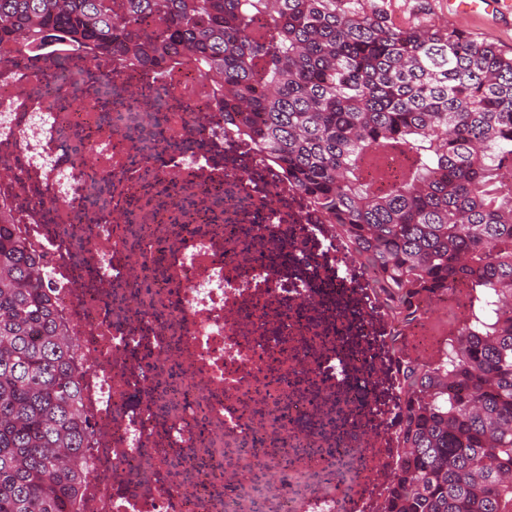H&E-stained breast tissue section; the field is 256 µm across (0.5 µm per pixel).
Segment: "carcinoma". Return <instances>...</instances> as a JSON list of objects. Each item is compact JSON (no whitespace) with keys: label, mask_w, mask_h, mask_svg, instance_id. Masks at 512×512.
Returning a JSON list of instances; mask_svg holds the SVG:
<instances>
[{"label":"carcinoma","mask_w":512,"mask_h":512,"mask_svg":"<svg viewBox=\"0 0 512 512\" xmlns=\"http://www.w3.org/2000/svg\"><path fill=\"white\" fill-rule=\"evenodd\" d=\"M389 0H0V45L187 57L224 125L338 227L407 315L480 292L433 366L410 364L387 512H512V56ZM410 159L376 193L361 163ZM41 259L0 219V512H77L90 428Z\"/></svg>","instance_id":"obj_1"}]
</instances>
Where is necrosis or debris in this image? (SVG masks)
Segmentation results:
<instances>
[{
	"label": "necrosis or debris",
	"instance_id": "obj_1",
	"mask_svg": "<svg viewBox=\"0 0 512 512\" xmlns=\"http://www.w3.org/2000/svg\"><path fill=\"white\" fill-rule=\"evenodd\" d=\"M0 206L71 329L82 512H385L400 363L467 283L397 321L179 57L1 46Z\"/></svg>",
	"mask_w": 512,
	"mask_h": 512
}]
</instances>
